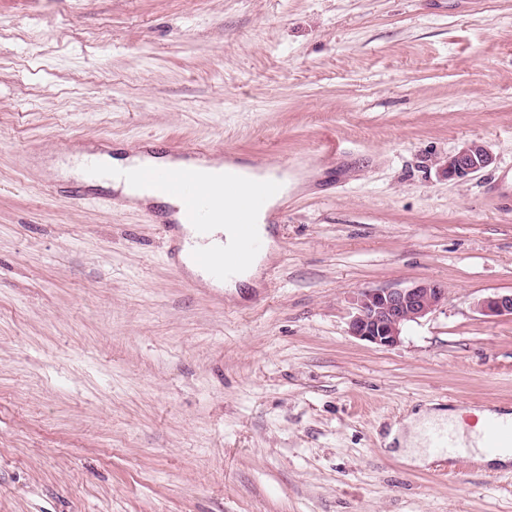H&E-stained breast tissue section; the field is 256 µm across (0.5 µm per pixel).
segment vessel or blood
<instances>
[{
  "label": "vessel or blood",
  "mask_w": 512,
  "mask_h": 512,
  "mask_svg": "<svg viewBox=\"0 0 512 512\" xmlns=\"http://www.w3.org/2000/svg\"><path fill=\"white\" fill-rule=\"evenodd\" d=\"M168 157V166L133 169L126 173L125 178L145 192L179 201L178 219L162 226L163 233L173 243L176 268L182 271L195 267L214 287H223L225 278L248 266L263 243L256 236L252 224L244 220L237 226L235 248L222 256H215L207 247L213 216L219 214L228 202L238 204L244 213H253L261 209L270 197L280 193V185L272 178L243 179L232 173L221 178L213 177L205 170L206 152L195 145L170 147ZM187 226L196 229L197 238L186 249L182 246V237ZM427 445L435 456L451 461L467 453L455 429L449 426L430 430ZM482 446L490 455L512 452V421L501 418L498 410H490L485 419Z\"/></svg>",
  "instance_id": "obj_1"
}]
</instances>
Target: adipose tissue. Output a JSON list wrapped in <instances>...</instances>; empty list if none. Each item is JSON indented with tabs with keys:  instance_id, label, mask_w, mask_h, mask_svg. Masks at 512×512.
<instances>
[{
	"instance_id": "1",
	"label": "adipose tissue",
	"mask_w": 512,
	"mask_h": 512,
	"mask_svg": "<svg viewBox=\"0 0 512 512\" xmlns=\"http://www.w3.org/2000/svg\"><path fill=\"white\" fill-rule=\"evenodd\" d=\"M132 162L128 156H112L107 153L96 152L78 153L75 158V172L78 177H85L92 165H99L100 177L94 181L95 186L117 190L120 197H128L129 192L123 188L116 174L127 168ZM486 413L472 407H458L450 411H433L430 413L414 414L406 418L404 426H393L391 434L398 440V453L404 460L414 466H423L433 460L432 453L426 447L425 436L427 432L437 426L452 424L462 442L471 449L477 460L506 464L512 462V456L501 454L490 456L484 453L480 436Z\"/></svg>"
}]
</instances>
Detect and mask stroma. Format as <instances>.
<instances>
[{
    "mask_svg": "<svg viewBox=\"0 0 512 512\" xmlns=\"http://www.w3.org/2000/svg\"><path fill=\"white\" fill-rule=\"evenodd\" d=\"M480 140L495 161L439 166ZM289 159L254 285L192 284L154 207L69 155ZM434 280L393 348L363 289ZM512 0H0V512H512V465L391 454L431 404L512 411ZM493 162L494 157L488 146L482 141L471 140L446 156L441 171L448 180H465ZM479 310L486 315L512 317V292L488 297L480 302Z\"/></svg>",
    "mask_w": 512,
    "mask_h": 512,
    "instance_id": "obj_1",
    "label": "stroma"
}]
</instances>
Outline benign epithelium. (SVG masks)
I'll return each instance as SVG.
<instances>
[{
    "mask_svg": "<svg viewBox=\"0 0 512 512\" xmlns=\"http://www.w3.org/2000/svg\"><path fill=\"white\" fill-rule=\"evenodd\" d=\"M493 162L488 146L471 140L446 156L441 171L450 180H465ZM447 303L448 289L435 281L405 288L363 289L354 298L348 331L377 347L393 348L401 342L408 324L420 321ZM479 310L486 315L512 317V293L496 294L481 301Z\"/></svg>",
    "mask_w": 512,
    "mask_h": 512,
    "instance_id": "obj_1",
    "label": "benign epithelium"
}]
</instances>
